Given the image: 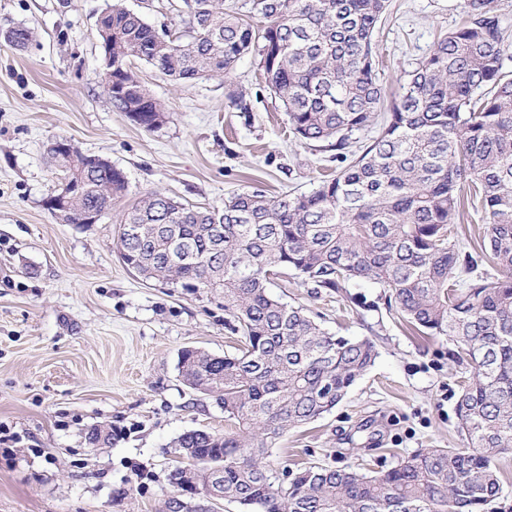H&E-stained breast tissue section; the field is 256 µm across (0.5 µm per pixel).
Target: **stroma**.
<instances>
[{"mask_svg": "<svg viewBox=\"0 0 512 512\" xmlns=\"http://www.w3.org/2000/svg\"><path fill=\"white\" fill-rule=\"evenodd\" d=\"M111 2L0 0V28L32 33L23 50L0 39V512H168L169 474L191 465L173 440L224 428L223 410L184 384L179 355L237 345L212 295L142 281L122 263L117 212L96 224L55 217L46 206L60 181L50 140L109 158L131 193L160 190L211 208L237 191L307 193L340 166L289 134L254 51L231 80L188 86L135 62L166 118L148 130L116 111L99 84L97 23ZM124 4L156 29L185 27L184 0ZM466 10V0H390L375 33L386 98ZM234 93L247 111L231 103ZM271 291L329 332L373 339L379 352L331 412L270 448L275 483H286L288 467L387 470L421 448L464 447L455 405L472 364L451 342L416 336L368 284L317 297L288 276ZM96 425L111 429V446L87 444Z\"/></svg>", "mask_w": 512, "mask_h": 512, "instance_id": "35a3bbf8", "label": "stroma"}]
</instances>
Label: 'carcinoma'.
Here are the masks:
<instances>
[{"label": "carcinoma", "mask_w": 512, "mask_h": 512, "mask_svg": "<svg viewBox=\"0 0 512 512\" xmlns=\"http://www.w3.org/2000/svg\"><path fill=\"white\" fill-rule=\"evenodd\" d=\"M386 10L387 0H252L264 20L257 29L224 0H192L173 42L122 0L99 19L116 66L109 100L148 130L165 109L134 62L188 84L230 78L256 47L297 139L342 162L357 147L308 193L234 192L210 209L154 190L117 221L127 268L220 298L232 318L235 354L186 348L178 363L186 386L224 410V433L189 430L173 447L214 470L225 500L258 512H491L503 491L499 459L512 451V42L497 0H469L467 20L407 74L381 116L374 35ZM0 38L23 49L31 32L15 26ZM379 118L378 135L360 140ZM47 158L81 183L58 214L66 224L129 194L115 165ZM464 182L483 212L474 253L460 249L454 228ZM290 272L336 294L373 283L421 336L456 343L474 364L456 402L468 447L425 448L373 473L306 466L274 485L262 463L268 448L336 407L377 357L372 341L335 336L274 296L270 285ZM87 440L110 445L112 431L95 426Z\"/></svg>", "instance_id": "carcinoma-1"}]
</instances>
